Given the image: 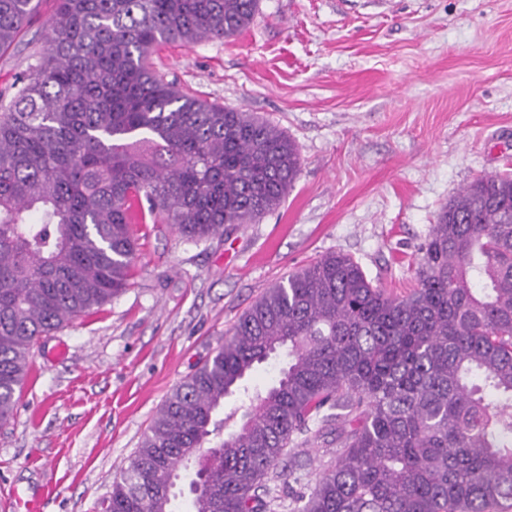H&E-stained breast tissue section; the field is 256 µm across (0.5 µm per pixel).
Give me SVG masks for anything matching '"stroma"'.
<instances>
[{"instance_id":"35a3bbf8","label":"stroma","mask_w":512,"mask_h":512,"mask_svg":"<svg viewBox=\"0 0 512 512\" xmlns=\"http://www.w3.org/2000/svg\"><path fill=\"white\" fill-rule=\"evenodd\" d=\"M54 10L42 0L0 51V88L35 63ZM153 61L184 92L280 128L300 172L277 209L220 236L134 225L132 287L33 350L0 424V512L15 491L41 512H95L172 389L266 289L340 250L407 294L441 209L512 174V0H260L241 33Z\"/></svg>"}]
</instances>
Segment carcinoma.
I'll return each instance as SVG.
<instances>
[{"label":"carcinoma","instance_id":"1","mask_svg":"<svg viewBox=\"0 0 512 512\" xmlns=\"http://www.w3.org/2000/svg\"><path fill=\"white\" fill-rule=\"evenodd\" d=\"M45 53L0 93V423L40 339L130 286L134 224L203 239L276 209L301 157L277 126L184 93L152 54L232 37L259 0H55ZM0 0V50L36 12ZM417 287L392 296L342 251L267 289L179 383L97 503L172 512H506L512 507V176L449 201L421 244ZM269 387L245 386L278 351ZM249 402L220 435L224 399ZM326 438L313 474L292 450Z\"/></svg>","mask_w":512,"mask_h":512}]
</instances>
